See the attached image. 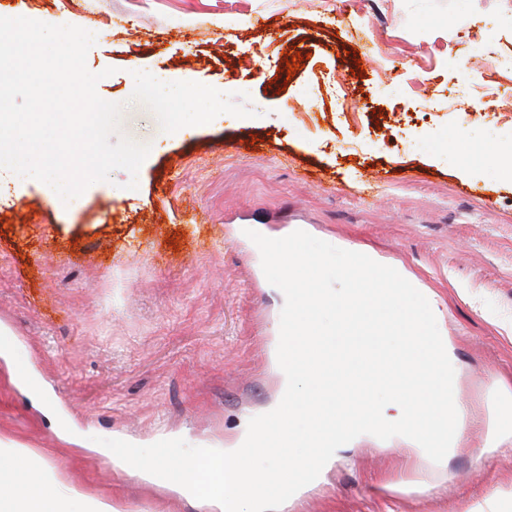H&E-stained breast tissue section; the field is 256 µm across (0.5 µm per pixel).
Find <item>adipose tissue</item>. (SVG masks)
<instances>
[{"mask_svg":"<svg viewBox=\"0 0 512 512\" xmlns=\"http://www.w3.org/2000/svg\"><path fill=\"white\" fill-rule=\"evenodd\" d=\"M76 501L84 512H117L111 500L89 496L50 467L40 469L38 486L16 483L11 491L0 492V512H69Z\"/></svg>","mask_w":512,"mask_h":512,"instance_id":"ef3b65f1","label":"adipose tissue"}]
</instances>
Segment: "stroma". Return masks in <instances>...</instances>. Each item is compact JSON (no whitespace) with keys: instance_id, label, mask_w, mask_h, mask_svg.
Segmentation results:
<instances>
[{"instance_id":"35a3bbf8","label":"stroma","mask_w":512,"mask_h":512,"mask_svg":"<svg viewBox=\"0 0 512 512\" xmlns=\"http://www.w3.org/2000/svg\"><path fill=\"white\" fill-rule=\"evenodd\" d=\"M21 11L100 29L87 55L97 93L122 104V133L151 151L137 189L119 169L74 208L37 183L0 188V439L37 449L119 512H209L123 470L98 440L221 450L278 402L282 302L242 231L300 229L370 250L438 294L454 395L473 424L469 450L437 471L365 441L288 512L486 506L512 471L484 450L487 418L512 413V105L499 97L512 70L466 51L512 57V0H87L80 14L68 0H0V16ZM461 15L469 26L452 27ZM291 49L303 55L293 74ZM157 73L189 79L179 131L150 90ZM390 74L393 100L377 93ZM210 97L216 121L196 125ZM459 134L495 155L451 154ZM372 170L385 181L370 189Z\"/></svg>"}]
</instances>
